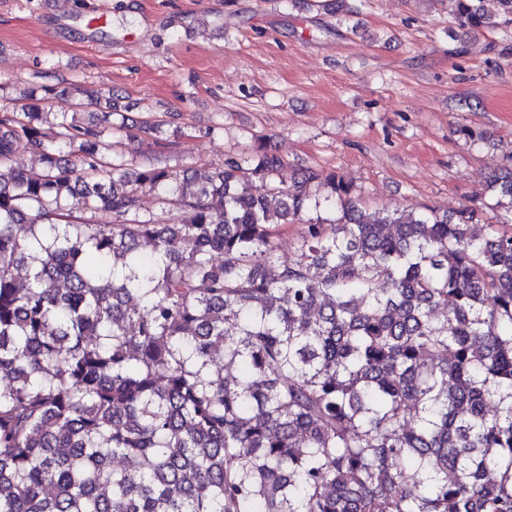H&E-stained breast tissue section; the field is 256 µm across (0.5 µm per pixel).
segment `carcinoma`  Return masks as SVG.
<instances>
[{"label":"carcinoma","instance_id":"obj_1","mask_svg":"<svg viewBox=\"0 0 512 512\" xmlns=\"http://www.w3.org/2000/svg\"><path fill=\"white\" fill-rule=\"evenodd\" d=\"M497 4L448 9L511 38ZM42 91L0 112V512H512V165L479 233L264 144L129 168Z\"/></svg>","mask_w":512,"mask_h":512}]
</instances>
